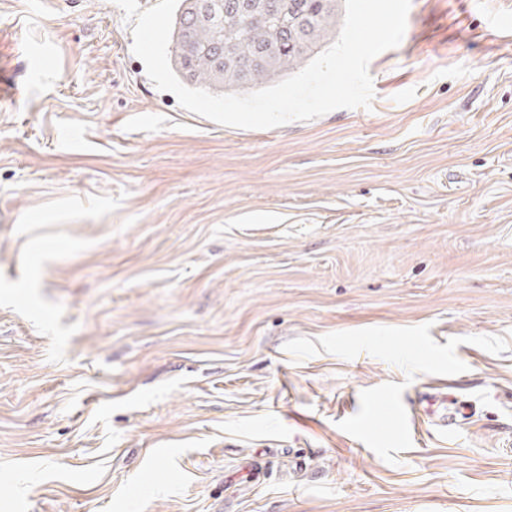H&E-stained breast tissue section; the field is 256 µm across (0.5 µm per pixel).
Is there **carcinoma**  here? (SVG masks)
I'll use <instances>...</instances> for the list:
<instances>
[{
  "label": "carcinoma",
  "instance_id": "carcinoma-1",
  "mask_svg": "<svg viewBox=\"0 0 512 512\" xmlns=\"http://www.w3.org/2000/svg\"><path fill=\"white\" fill-rule=\"evenodd\" d=\"M240 0H178L170 38V64L187 87L214 94L259 90L289 76L335 37L344 0H280L261 25L238 8ZM210 19L198 20L202 4ZM272 50L242 78L233 58Z\"/></svg>",
  "mask_w": 512,
  "mask_h": 512
}]
</instances>
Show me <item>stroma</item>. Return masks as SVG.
<instances>
[{"label":"stroma","instance_id":"obj_1","mask_svg":"<svg viewBox=\"0 0 512 512\" xmlns=\"http://www.w3.org/2000/svg\"><path fill=\"white\" fill-rule=\"evenodd\" d=\"M505 21L411 0L369 108L241 129L0 0V512H512Z\"/></svg>","mask_w":512,"mask_h":512}]
</instances>
